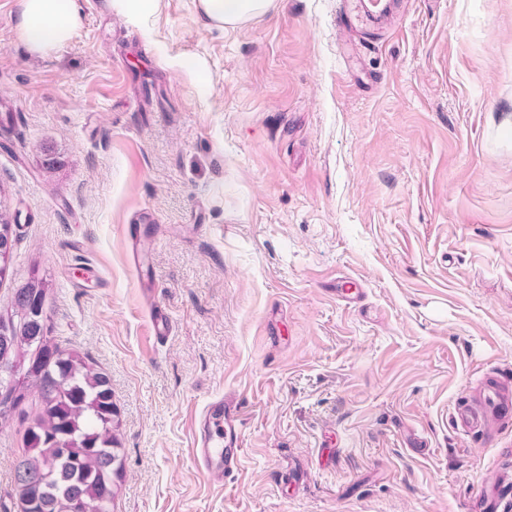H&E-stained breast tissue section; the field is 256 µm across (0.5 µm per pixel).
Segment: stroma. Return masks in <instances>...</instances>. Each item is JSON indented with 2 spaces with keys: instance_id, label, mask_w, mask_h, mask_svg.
<instances>
[{
  "instance_id": "stroma-1",
  "label": "stroma",
  "mask_w": 512,
  "mask_h": 512,
  "mask_svg": "<svg viewBox=\"0 0 512 512\" xmlns=\"http://www.w3.org/2000/svg\"><path fill=\"white\" fill-rule=\"evenodd\" d=\"M377 2L218 27L199 0H77L41 53L0 0V312L43 275L51 336L108 375L114 512H471L512 472V412L453 419L483 378L512 388V0ZM226 393L243 451L219 482L190 421ZM21 408L4 502L37 394ZM10 224L6 219H2L0 213V278L5 277L8 272L14 250V239L10 232Z\"/></svg>"
}]
</instances>
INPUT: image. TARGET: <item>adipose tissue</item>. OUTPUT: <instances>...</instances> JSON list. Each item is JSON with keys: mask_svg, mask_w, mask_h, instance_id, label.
Here are the masks:
<instances>
[{"mask_svg": "<svg viewBox=\"0 0 512 512\" xmlns=\"http://www.w3.org/2000/svg\"><path fill=\"white\" fill-rule=\"evenodd\" d=\"M19 32L31 49L46 51L67 42L77 23L75 0H21ZM200 10L217 26L234 25L267 13L275 0H199Z\"/></svg>", "mask_w": 512, "mask_h": 512, "instance_id": "ef3b65f1", "label": "adipose tissue"}]
</instances>
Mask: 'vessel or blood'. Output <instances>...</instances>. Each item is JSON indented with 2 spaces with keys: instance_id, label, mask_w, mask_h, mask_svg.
Returning <instances> with one entry per match:
<instances>
[{
  "instance_id": "obj_1",
  "label": "vessel or blood",
  "mask_w": 512,
  "mask_h": 512,
  "mask_svg": "<svg viewBox=\"0 0 512 512\" xmlns=\"http://www.w3.org/2000/svg\"><path fill=\"white\" fill-rule=\"evenodd\" d=\"M219 409L194 418V458L198 467L214 479L233 474L241 456L240 407L238 401L222 399ZM512 407V391L495 384L485 388L473 405L458 416L466 427L481 426L489 416Z\"/></svg>"
}]
</instances>
